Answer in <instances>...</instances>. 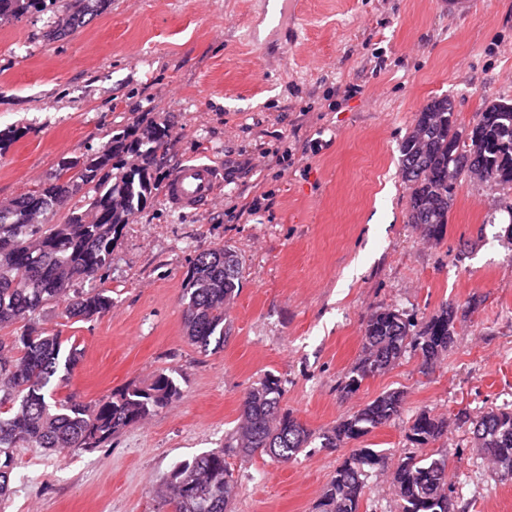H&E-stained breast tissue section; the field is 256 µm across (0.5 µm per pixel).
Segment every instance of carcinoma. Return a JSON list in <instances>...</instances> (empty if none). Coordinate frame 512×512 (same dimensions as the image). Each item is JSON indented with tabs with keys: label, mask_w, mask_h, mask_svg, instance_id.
Here are the masks:
<instances>
[{
	"label": "carcinoma",
	"mask_w": 512,
	"mask_h": 512,
	"mask_svg": "<svg viewBox=\"0 0 512 512\" xmlns=\"http://www.w3.org/2000/svg\"><path fill=\"white\" fill-rule=\"evenodd\" d=\"M112 0H0V23L23 15L55 17L46 37L54 40L90 23ZM170 126L141 118L91 153L63 156L39 187L0 203V504L12 494L17 448L91 450L112 440L176 401L182 392L172 373L149 383L128 385L95 402L77 394L57 397L81 353L41 327L47 309L64 305L65 317L96 320L112 310L111 291L97 285L110 268L114 244L130 220L159 188V152ZM400 174L410 189L408 222L438 239L448 224L455 190L478 180L512 190V100L490 99L468 125L458 123L453 102L433 98L417 113L399 146ZM65 211L63 221L49 220ZM242 262L228 248L197 253L180 297L188 341L201 351L224 347L226 305L234 297ZM88 283L89 289L75 283ZM459 308L443 305L423 323L396 307H380L363 323L361 353L345 376L342 391L395 366L406 354L426 374L452 348ZM67 355H62L63 351ZM281 380L273 373L247 389L240 422L224 447L173 466L156 490L160 509L173 512H232L237 485L226 457L267 456L288 463L313 441L336 448L366 436L400 417L405 392L391 389L318 435L282 407ZM476 455L499 480H512V404L472 417ZM448 420L422 411L412 418L408 437L418 448L400 457L391 474L395 512H457L448 457L421 453L440 440ZM384 456L359 448L324 486L317 512H360L369 490L368 469Z\"/></svg>",
	"instance_id": "1"
}]
</instances>
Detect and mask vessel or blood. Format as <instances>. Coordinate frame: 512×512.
I'll return each mask as SVG.
<instances>
[{"instance_id":"vessel-or-blood-1","label":"vessel or blood","mask_w":512,"mask_h":512,"mask_svg":"<svg viewBox=\"0 0 512 512\" xmlns=\"http://www.w3.org/2000/svg\"><path fill=\"white\" fill-rule=\"evenodd\" d=\"M219 170L205 162L182 164L165 189V198L178 210L197 212L211 206L218 197Z\"/></svg>"}]
</instances>
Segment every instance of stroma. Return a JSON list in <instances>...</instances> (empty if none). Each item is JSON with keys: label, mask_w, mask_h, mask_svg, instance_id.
<instances>
[{"label": "stroma", "mask_w": 512, "mask_h": 512, "mask_svg": "<svg viewBox=\"0 0 512 512\" xmlns=\"http://www.w3.org/2000/svg\"><path fill=\"white\" fill-rule=\"evenodd\" d=\"M301 2L112 0L55 42L43 15L0 24V129L21 133L0 155V202L145 114L172 127L160 184L190 158L223 171L209 208L175 210L159 193L127 224L102 280L109 313L74 322L56 307L44 322L81 352L59 396L92 403L172 370L180 398L93 450L16 449L9 512H156L157 480L222 446L244 392L268 373L317 434L390 389L405 391L404 411L287 464L228 457L234 512H315L356 448L389 463L412 450L408 423L424 410L448 420L425 450L447 453L458 502L512 512V480L481 466L459 422L512 402V192L463 183L444 238L431 242L408 221L399 173V144L432 98L449 96L464 122L485 99H512V0H478L467 18L440 0ZM221 246L243 272L223 349L202 353L185 336L180 297L195 255ZM447 303L467 315L432 372L406 358L342 392L372 311L422 319ZM389 463L372 472L361 512H390Z\"/></svg>", "instance_id": "stroma-1"}]
</instances>
